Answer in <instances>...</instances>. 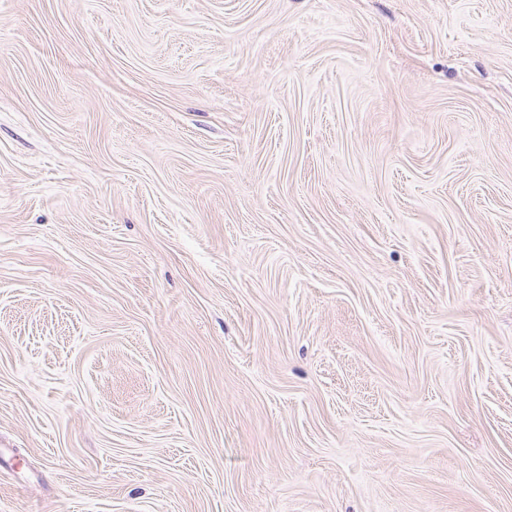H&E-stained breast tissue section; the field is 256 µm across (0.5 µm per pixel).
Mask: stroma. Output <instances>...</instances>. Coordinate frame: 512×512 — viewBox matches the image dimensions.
Instances as JSON below:
<instances>
[{
    "instance_id": "obj_1",
    "label": "stroma",
    "mask_w": 512,
    "mask_h": 512,
    "mask_svg": "<svg viewBox=\"0 0 512 512\" xmlns=\"http://www.w3.org/2000/svg\"><path fill=\"white\" fill-rule=\"evenodd\" d=\"M0 512H512V0H0Z\"/></svg>"
}]
</instances>
